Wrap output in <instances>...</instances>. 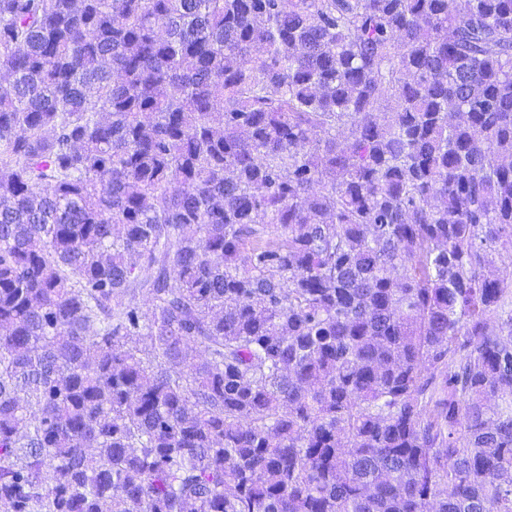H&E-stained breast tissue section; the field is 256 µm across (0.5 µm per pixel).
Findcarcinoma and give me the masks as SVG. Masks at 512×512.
<instances>
[{
	"label": "carcinoma",
	"mask_w": 512,
	"mask_h": 512,
	"mask_svg": "<svg viewBox=\"0 0 512 512\" xmlns=\"http://www.w3.org/2000/svg\"><path fill=\"white\" fill-rule=\"evenodd\" d=\"M494 255L512 0H0L4 512H512Z\"/></svg>",
	"instance_id": "cac0c4a2"
}]
</instances>
